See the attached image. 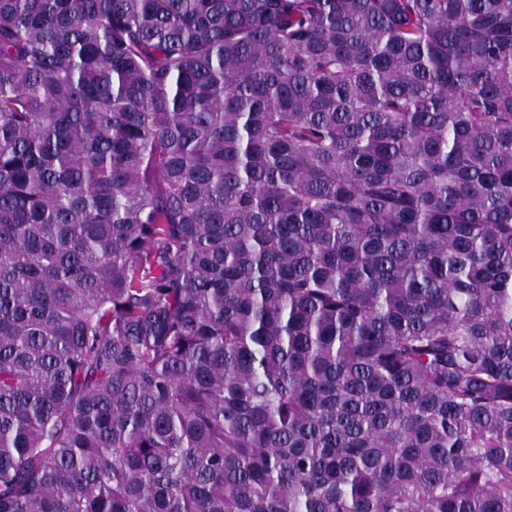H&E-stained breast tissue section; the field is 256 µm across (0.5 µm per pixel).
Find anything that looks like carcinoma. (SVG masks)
Here are the masks:
<instances>
[{"label": "carcinoma", "instance_id": "obj_1", "mask_svg": "<svg viewBox=\"0 0 512 512\" xmlns=\"http://www.w3.org/2000/svg\"><path fill=\"white\" fill-rule=\"evenodd\" d=\"M0 512H512V0H0Z\"/></svg>", "mask_w": 512, "mask_h": 512}]
</instances>
